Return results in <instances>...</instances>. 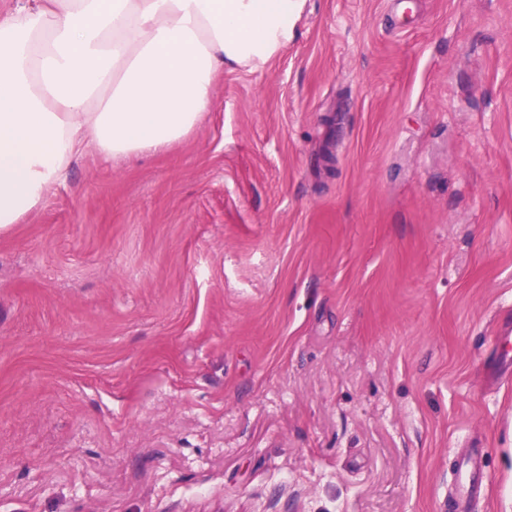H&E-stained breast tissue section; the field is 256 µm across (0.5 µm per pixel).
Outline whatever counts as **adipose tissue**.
Returning a JSON list of instances; mask_svg holds the SVG:
<instances>
[{
  "label": "adipose tissue",
  "mask_w": 512,
  "mask_h": 512,
  "mask_svg": "<svg viewBox=\"0 0 512 512\" xmlns=\"http://www.w3.org/2000/svg\"><path fill=\"white\" fill-rule=\"evenodd\" d=\"M306 0H16L0 11V230L95 148L166 149L213 105L224 69L254 72L295 36Z\"/></svg>",
  "instance_id": "adipose-tissue-1"
}]
</instances>
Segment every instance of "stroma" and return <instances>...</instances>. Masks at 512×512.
Returning <instances> with one entry per match:
<instances>
[{
    "mask_svg": "<svg viewBox=\"0 0 512 512\" xmlns=\"http://www.w3.org/2000/svg\"><path fill=\"white\" fill-rule=\"evenodd\" d=\"M159 153L0 231V512H512V0H307ZM481 451L474 448L465 455L456 477L457 490L452 496L454 512H469L472 501L483 495L485 475L479 462Z\"/></svg>",
    "mask_w": 512,
    "mask_h": 512,
    "instance_id": "obj_1",
    "label": "stroma"
}]
</instances>
